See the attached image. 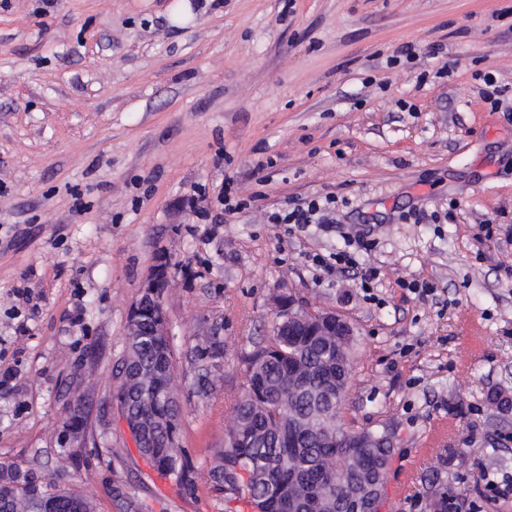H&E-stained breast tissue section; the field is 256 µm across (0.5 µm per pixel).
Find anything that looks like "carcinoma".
I'll use <instances>...</instances> for the list:
<instances>
[{"label":"carcinoma","mask_w":512,"mask_h":512,"mask_svg":"<svg viewBox=\"0 0 512 512\" xmlns=\"http://www.w3.org/2000/svg\"><path fill=\"white\" fill-rule=\"evenodd\" d=\"M309 328L293 325L289 331L273 327L266 343L249 356L247 392L235 407L234 421L245 426L244 443L225 441L213 455L209 480L224 493L227 503L236 501L248 512H341L347 504L323 505L305 488L316 486L322 500L346 488H361L375 481L386 484L394 453L384 434L359 430L366 447L355 448L356 463L348 466L340 449L326 444L315 420L328 409L327 394L336 378V364L352 357L353 343L334 336H310ZM134 344L142 364L157 371L154 391L160 392L168 367L174 364L173 345L155 336L151 324L142 326ZM154 469L175 478L189 495L198 491L192 468L182 448H170L165 433L153 438L151 447L139 449ZM42 474L0 463V483L24 481L29 502L0 501V512H31L42 495ZM81 495L76 489L57 486L56 512H72Z\"/></svg>","instance_id":"cac0c4a2"}]
</instances>
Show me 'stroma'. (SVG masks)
Instances as JSON below:
<instances>
[{"instance_id":"stroma-1","label":"stroma","mask_w":512,"mask_h":512,"mask_svg":"<svg viewBox=\"0 0 512 512\" xmlns=\"http://www.w3.org/2000/svg\"><path fill=\"white\" fill-rule=\"evenodd\" d=\"M486 69L512 88V0H0V462L65 469L101 512H126L116 481L142 512H224L212 456L287 295L357 329L343 416L393 434L379 512L512 473L492 401L512 399V112ZM228 178L260 209L225 216ZM315 195L334 224L260 215ZM346 246L358 270L312 261ZM163 260L193 496L105 403ZM79 393L107 426L76 452L59 417Z\"/></svg>"}]
</instances>
